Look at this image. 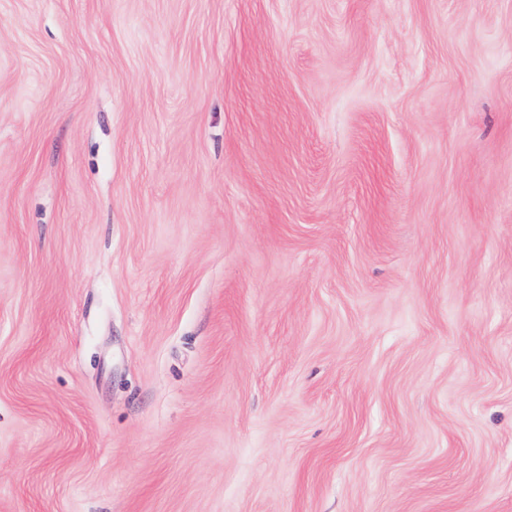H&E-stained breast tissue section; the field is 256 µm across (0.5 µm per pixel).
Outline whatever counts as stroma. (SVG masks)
<instances>
[{"label":"stroma","mask_w":512,"mask_h":512,"mask_svg":"<svg viewBox=\"0 0 512 512\" xmlns=\"http://www.w3.org/2000/svg\"><path fill=\"white\" fill-rule=\"evenodd\" d=\"M0 512H512V0H0Z\"/></svg>","instance_id":"obj_1"}]
</instances>
